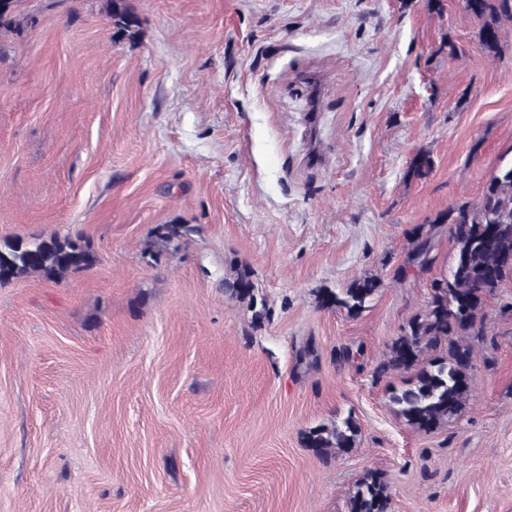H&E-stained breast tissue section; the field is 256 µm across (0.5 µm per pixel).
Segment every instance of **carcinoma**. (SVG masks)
<instances>
[{
  "label": "carcinoma",
  "mask_w": 512,
  "mask_h": 512,
  "mask_svg": "<svg viewBox=\"0 0 512 512\" xmlns=\"http://www.w3.org/2000/svg\"><path fill=\"white\" fill-rule=\"evenodd\" d=\"M18 0H0V33L20 30L16 12ZM465 10L481 22L480 41L485 54L495 58L501 52L500 23L512 19V0H463ZM107 16L116 34L133 40L139 22L127 0H106ZM433 161L419 151L410 164L409 174L426 176ZM448 225L455 252L448 274L433 281L423 312L408 322L389 346L378 373L400 372L408 379L390 391L389 402L397 416L410 428L430 433L456 417L470 399L475 355L469 338L484 330L485 301L512 282V166L492 173L476 203H458L438 214L428 229L418 228L413 259L428 263V240L424 234L436 225ZM189 232L182 224H167L158 231L160 241L169 246ZM90 242L81 235L52 236L27 241L15 238L0 248V283L30 274L55 278L93 263ZM381 286L376 276L353 281L341 293L323 289L318 300L327 308L342 307L355 315L366 308ZM231 297L254 299L250 272L240 268L233 279L224 282ZM443 356L423 362L427 352ZM358 422L347 416L330 425L307 430L303 445L314 455L329 459L356 447ZM390 496L383 479L365 475L350 498L349 512H388Z\"/></svg>",
  "instance_id": "cac0c4a2"
}]
</instances>
